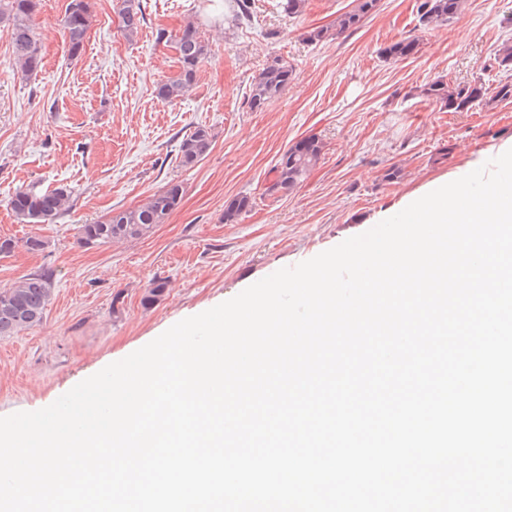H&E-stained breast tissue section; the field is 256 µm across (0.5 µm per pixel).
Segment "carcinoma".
<instances>
[{
	"label": "carcinoma",
	"instance_id": "1",
	"mask_svg": "<svg viewBox=\"0 0 512 512\" xmlns=\"http://www.w3.org/2000/svg\"><path fill=\"white\" fill-rule=\"evenodd\" d=\"M375 0H354L351 10L340 14L330 27L313 28L305 34L310 43L327 42L340 38L355 29L372 14ZM463 0H420L419 20L426 26L449 23L461 12ZM39 0H0V23L8 22L7 37L13 61L21 75L29 77L42 65L39 40L33 27V17ZM116 12L125 35L137 34L144 20L141 0H116ZM92 22L89 0H69L65 13V32L69 56L73 59L84 50ZM173 48L179 63L178 75L157 84L155 93L163 101L182 100L194 89L197 73L206 58L208 47L196 27L189 23L173 39ZM293 69L282 58L267 62L250 87L248 103L251 108L263 107L280 96L292 77ZM423 94L437 103L454 110H464L486 95L483 84H450L437 79L423 89ZM212 136L204 127L197 128L179 146V165L190 169L211 150ZM323 144L308 138L293 144L275 166L276 177L269 187L271 192L289 193L301 185L319 163ZM183 189L179 183L166 188L133 209L114 212L94 224H83L80 239L85 245H101L137 239L148 234L155 225L164 224L179 207ZM70 191L65 187L37 194L19 190L10 200V208L22 224H49L67 210ZM51 299V282L44 273L30 274L11 287L0 290V336H11L40 323Z\"/></svg>",
	"mask_w": 512,
	"mask_h": 512
}]
</instances>
